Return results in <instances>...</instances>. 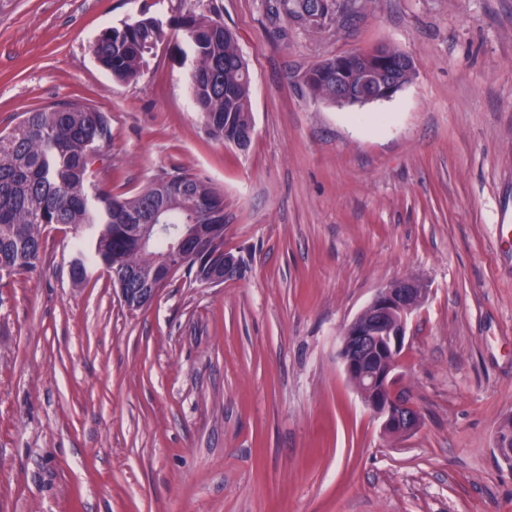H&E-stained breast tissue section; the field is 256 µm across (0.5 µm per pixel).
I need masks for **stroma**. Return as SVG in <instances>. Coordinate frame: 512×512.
<instances>
[{
  "instance_id": "1",
  "label": "stroma",
  "mask_w": 512,
  "mask_h": 512,
  "mask_svg": "<svg viewBox=\"0 0 512 512\" xmlns=\"http://www.w3.org/2000/svg\"><path fill=\"white\" fill-rule=\"evenodd\" d=\"M220 2L251 74L244 152L207 135L181 33L125 84L92 58L168 0H0V132L98 108L94 180L129 197L176 168L209 179L245 262L132 311L100 270L73 284L59 226L0 278V512H512V0H350L321 28ZM379 44L416 66L393 98H312L308 69ZM402 277L429 288L394 371L422 422L393 437L340 350Z\"/></svg>"
}]
</instances>
